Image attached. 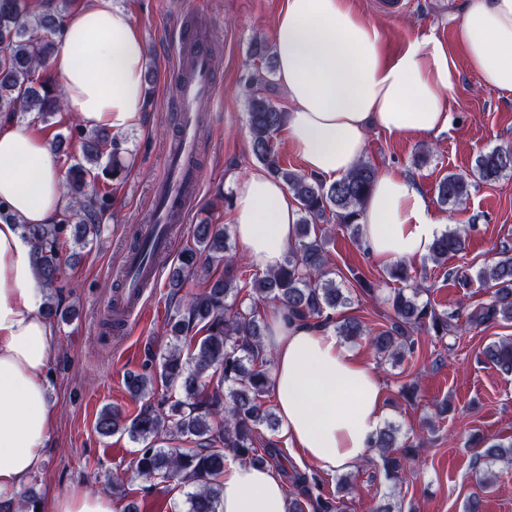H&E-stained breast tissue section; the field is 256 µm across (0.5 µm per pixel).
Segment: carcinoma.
<instances>
[{
	"label": "carcinoma",
	"instance_id": "carcinoma-1",
	"mask_svg": "<svg viewBox=\"0 0 512 512\" xmlns=\"http://www.w3.org/2000/svg\"><path fill=\"white\" fill-rule=\"evenodd\" d=\"M0 0V114H31L47 123L64 109L62 90L47 75L56 49V40L65 21L64 0ZM266 75L257 73L248 82L245 95L251 149L267 174L281 180L300 203L298 246L288 252L276 271L254 277L253 294L288 311L300 320L316 325H333L336 334L347 339L365 336L374 355L397 362L416 352L413 335L419 331L443 340L473 327L512 323V246L501 245L494 264L479 269L476 277L492 290L491 301L473 309L454 313L438 311L421 300L424 289L411 285L410 271L403 264L389 268L390 279L403 284L387 299L394 312L389 325L372 329L356 317L335 318L351 297L330 277L326 230L314 232L319 224H338L354 240L360 234L359 220L365 200L378 176L368 161H361L347 175L332 182L285 167L275 146V135L283 122V111L265 95ZM67 137L82 148V160L68 169V205L53 224H23L24 236L35 254L36 273L43 286L52 291L64 278L70 241L85 243L99 232L104 214L110 209L112 193L100 187L105 176H115L121 164V141L104 128L85 130L70 125ZM512 172V150L494 149L479 154L472 167L473 177L457 173L442 177L435 186L437 201L456 208L469 198L478 182H496ZM195 246L185 248L170 268V295L177 301L166 323L169 345L159 365H145L130 372L125 385L139 399L155 393L157 387L176 385L184 399L159 401L146 406L126 424L122 415L104 408L96 430L104 436L123 431L143 444L137 451L135 467L147 479H162L189 487L183 512H219L223 486L220 478L224 462L231 456L241 463L270 465L281 471L294 488L288 496V512H340L342 498L355 489L352 477L338 479L336 491L324 490L319 476L288 461L281 442L266 437L262 429L279 430L274 407L267 404L271 394L272 358L264 349L266 320L257 303L249 309L230 304L239 295L233 285V260L228 253V235L217 224H195L190 228ZM468 234L445 231L431 245L429 257L439 264L448 255L468 247ZM131 253L153 264L157 247L149 237L137 235ZM214 261L225 262L224 276L209 279L198 294L180 295L188 279L204 271ZM471 275L458 276V283L470 284ZM480 359L504 374L512 373V340L486 345ZM181 438L195 443L193 448H161L157 442ZM382 460L386 481L398 484L418 459L415 445L399 440V429L388 424L372 441ZM480 449L475 462L512 465V441L474 443ZM478 491L468 495L465 512H483L484 490L491 472L474 474ZM35 496L0 505V512H36Z\"/></svg>",
	"mask_w": 512,
	"mask_h": 512
}]
</instances>
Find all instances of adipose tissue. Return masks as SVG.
<instances>
[{
    "instance_id": "1",
    "label": "adipose tissue",
    "mask_w": 512,
    "mask_h": 512,
    "mask_svg": "<svg viewBox=\"0 0 512 512\" xmlns=\"http://www.w3.org/2000/svg\"><path fill=\"white\" fill-rule=\"evenodd\" d=\"M469 66L491 88L512 91V0H468L457 29ZM273 41L289 110V150L313 176L336 181L364 157L367 135L430 136L446 130L457 67L435 40L383 50V34L351 0H285ZM145 45L113 0H81L64 23L53 69L67 103L87 129L122 133L138 124ZM0 502L41 468L54 408L44 378L56 329L44 317L26 224L53 223L65 206L63 171L41 138L0 123ZM299 203L284 183L256 170L234 185V236L247 261L278 269L297 244ZM364 247L383 264L422 259L444 224L416 182L378 175L360 220ZM272 396L280 430L300 458L326 473L371 452L387 414L373 366L344 345L333 327L267 316ZM220 512H286L279 473L227 459Z\"/></svg>"
}]
</instances>
